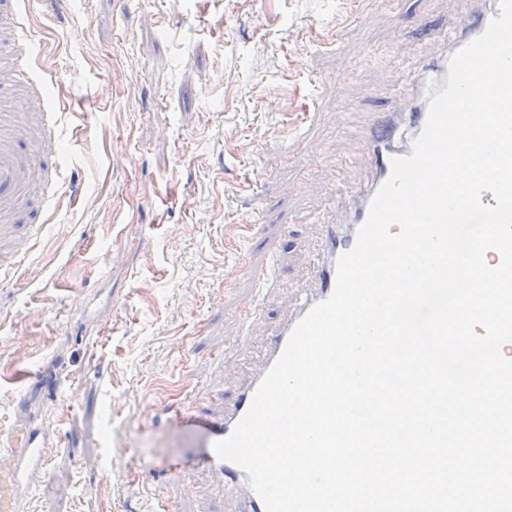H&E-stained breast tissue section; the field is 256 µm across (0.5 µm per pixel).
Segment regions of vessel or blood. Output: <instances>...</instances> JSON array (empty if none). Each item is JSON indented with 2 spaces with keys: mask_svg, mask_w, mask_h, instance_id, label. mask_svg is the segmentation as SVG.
I'll return each instance as SVG.
<instances>
[{
  "mask_svg": "<svg viewBox=\"0 0 512 512\" xmlns=\"http://www.w3.org/2000/svg\"><path fill=\"white\" fill-rule=\"evenodd\" d=\"M29 0H13L10 11L16 40L31 42L32 36L24 23ZM499 0H475L469 19L459 23L449 38V52L439 58H425L422 72L403 91V106L390 113L369 131L359 136L360 156L344 157V164L364 161L370 179L366 186L353 187L347 192V206L333 221L321 224L317 239L320 261L315 271L316 285L302 289L294 313L273 335L260 354L248 381L238 390L232 406L221 413H209L198 420L200 432L198 466L218 472L224 478V493L230 500L228 512H266L260 496L248 486L247 474L234 463L219 459L213 450L217 440L231 434L235 425L251 408L255 390L262 377L284 353L290 335L298 321L316 304L332 296L336 288V263L357 243V232L368 215L370 202L379 187L391 174V160L411 153L412 143L422 132L428 116L430 89H443L449 68L450 54L467 45L487 29L498 17ZM13 115L0 113V203L19 196L26 188L27 160L14 147ZM20 444L23 460L12 468L0 470V512H14V487L29 471L43 464V443L37 435H26Z\"/></svg>",
  "mask_w": 512,
  "mask_h": 512,
  "instance_id": "vessel-or-blood-1",
  "label": "vessel or blood"
}]
</instances>
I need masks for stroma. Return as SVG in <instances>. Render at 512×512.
Segmentation results:
<instances>
[{
	"label": "stroma",
	"instance_id": "obj_1",
	"mask_svg": "<svg viewBox=\"0 0 512 512\" xmlns=\"http://www.w3.org/2000/svg\"><path fill=\"white\" fill-rule=\"evenodd\" d=\"M473 7L33 0L38 101L65 138L24 150L69 165L40 238L0 228V444L46 434L16 512H225L180 411L233 404L313 283L320 219L365 175L340 163L356 131L401 106Z\"/></svg>",
	"mask_w": 512,
	"mask_h": 512
}]
</instances>
